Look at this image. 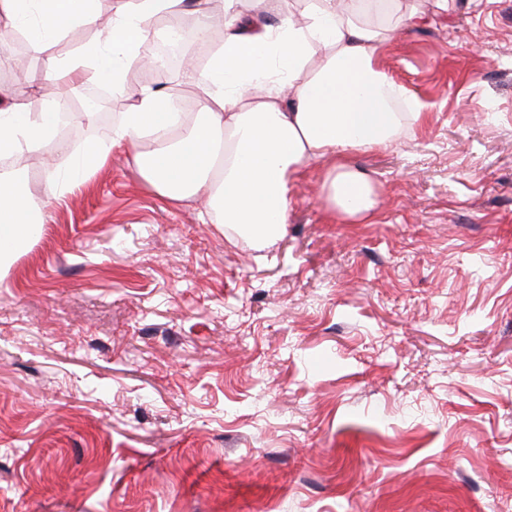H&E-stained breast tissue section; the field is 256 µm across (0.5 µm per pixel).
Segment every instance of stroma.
<instances>
[{"label":"stroma","mask_w":512,"mask_h":512,"mask_svg":"<svg viewBox=\"0 0 512 512\" xmlns=\"http://www.w3.org/2000/svg\"><path fill=\"white\" fill-rule=\"evenodd\" d=\"M381 68L425 105L288 182L261 245L168 202L131 153L72 177L24 155L42 207L0 268V512H512V0H399Z\"/></svg>","instance_id":"stroma-1"}]
</instances>
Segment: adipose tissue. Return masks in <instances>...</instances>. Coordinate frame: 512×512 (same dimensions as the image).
Here are the masks:
<instances>
[{
    "mask_svg": "<svg viewBox=\"0 0 512 512\" xmlns=\"http://www.w3.org/2000/svg\"><path fill=\"white\" fill-rule=\"evenodd\" d=\"M303 3V21L281 13L263 23L243 0H223V43L194 72L206 99L192 118L171 111L166 94L134 83L129 71L147 22L180 17L185 0H117L105 42L82 44L67 67L44 61L56 83L74 87L90 70L135 99L113 124L108 144L84 150L81 166L100 165L114 149H134L135 164L159 196H206L214 223L253 242L285 231L288 179L314 161L332 162L324 182L332 210L353 218L369 213L376 205L372 184L348 158L389 146L401 125L419 119L421 105L392 109L399 88L379 65L391 27L360 22L344 0ZM0 16L22 26L38 52L48 36L80 34L96 11L94 0H0ZM58 106L51 100L34 118L23 101L0 98V155L33 152L54 138L48 116ZM36 224L30 196L0 177V262Z\"/></svg>",
    "mask_w": 512,
    "mask_h": 512,
    "instance_id": "adipose-tissue-1",
    "label": "adipose tissue"
}]
</instances>
